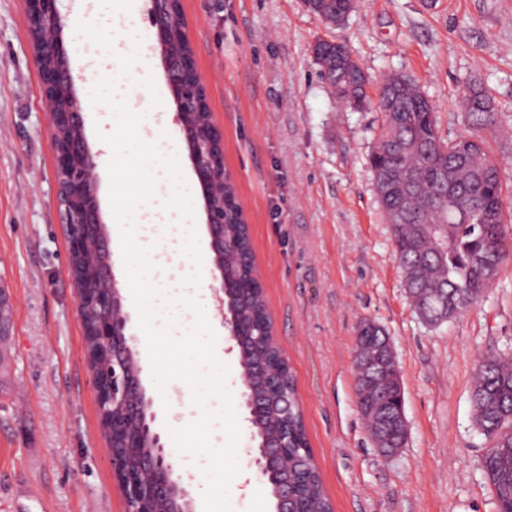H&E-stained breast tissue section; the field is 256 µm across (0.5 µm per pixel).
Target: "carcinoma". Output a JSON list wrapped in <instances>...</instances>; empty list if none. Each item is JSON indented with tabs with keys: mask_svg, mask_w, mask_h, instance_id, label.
Instances as JSON below:
<instances>
[{
	"mask_svg": "<svg viewBox=\"0 0 512 512\" xmlns=\"http://www.w3.org/2000/svg\"><path fill=\"white\" fill-rule=\"evenodd\" d=\"M305 2L321 18L343 21L350 14L348 0ZM313 50L318 64L334 65L332 89L339 103L362 110L375 96L394 107L381 113L370 165L408 293L417 314L429 325L464 315L495 283L512 253V243L503 232L501 167L482 136L483 130L496 126L490 99L470 91L463 99L469 134L445 140L439 135L435 112L413 79L390 74L375 80L348 47L340 49L329 41L316 42ZM224 192L229 220L225 233L238 242L242 255H250L248 227L234 213L233 185L225 183ZM228 265L237 268L242 282L236 308L258 323L255 335L264 345L268 331L264 292L249 278L246 265L233 257ZM388 345L384 328L367 319L359 323L356 406L371 442L383 440L389 455L406 439L400 427L403 390ZM268 372L288 381L283 388L288 395V481L304 512H332L309 448L293 375L273 361ZM471 399L475 425L491 441L482 460L485 477L496 492L498 512H512V354L491 353L480 359ZM280 428V401L273 395L259 424L253 426L255 439Z\"/></svg>",
	"mask_w": 512,
	"mask_h": 512,
	"instance_id": "cac0c4a2",
	"label": "carcinoma"
}]
</instances>
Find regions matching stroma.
<instances>
[{"mask_svg": "<svg viewBox=\"0 0 512 512\" xmlns=\"http://www.w3.org/2000/svg\"><path fill=\"white\" fill-rule=\"evenodd\" d=\"M187 32L224 163L242 202L273 332L294 375L309 446L334 512H496L481 461L489 445L474 425L471 388L480 356L512 352V259L484 297L437 327L408 297L369 155L380 114L340 105L321 77L316 40L344 43L373 77H412L430 100L441 136L468 134L461 101L485 91L502 131L486 134L512 200V0H358L326 25L305 0H182ZM70 0H59L76 90L89 98ZM149 112L164 109L179 146L201 246L209 235L176 105L158 50L130 74ZM108 107L85 108L96 155L98 201L126 311L134 304L109 202ZM52 129L31 60L22 0H0V289L13 305L12 363L0 375V512H126L104 449L92 372L67 276ZM387 332L404 390L408 439L391 457L357 412L356 331ZM141 379L158 425L198 416L186 384L161 397L146 340L131 324ZM241 429L238 460L253 494L230 485L233 512H274L260 480L242 398L237 352L221 351Z\"/></svg>", "mask_w": 512, "mask_h": 512, "instance_id": "35a3bbf8", "label": "stroma"}]
</instances>
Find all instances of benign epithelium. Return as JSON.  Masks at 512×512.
I'll list each match as a JSON object with an SVG mask.
<instances>
[{
  "label": "benign epithelium",
  "mask_w": 512,
  "mask_h": 512,
  "mask_svg": "<svg viewBox=\"0 0 512 512\" xmlns=\"http://www.w3.org/2000/svg\"><path fill=\"white\" fill-rule=\"evenodd\" d=\"M31 59L39 72L48 119L57 137L52 139L57 198L66 229L69 260L82 258L91 250L104 260L97 269L98 285L88 299L76 290L78 312L85 336L102 351L112 353L107 376H93L99 418L106 422L112 409H122L135 425L128 433L124 451L108 450L118 487L127 512H152L150 505L165 504L167 512H192L188 491L174 477L170 455L155 428L157 414L146 398L131 336L127 334L130 315L112 271L108 231L102 219L98 196L96 155L85 133L84 107L77 95L69 66V54L62 38L65 27L58 0H23ZM182 0H151V22L169 92L177 108L181 131L193 169L202 189L206 226L210 237L212 273L225 303L235 287L224 264L232 244L224 237V137L213 121L207 91L189 44L186 23L175 17ZM11 304L0 290V364L10 336ZM230 337L240 343L250 330V321L239 316L224 317ZM249 418L261 413L262 403L242 381ZM284 445L270 444L255 449L260 476L272 486L276 512H297L291 505L288 483H275L272 468L277 465Z\"/></svg>",
  "instance_id": "1"
}]
</instances>
